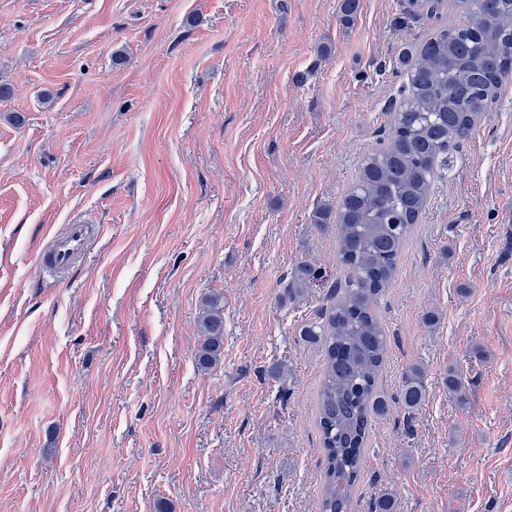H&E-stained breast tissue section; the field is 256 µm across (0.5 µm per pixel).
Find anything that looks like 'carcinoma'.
<instances>
[{
	"mask_svg": "<svg viewBox=\"0 0 512 512\" xmlns=\"http://www.w3.org/2000/svg\"><path fill=\"white\" fill-rule=\"evenodd\" d=\"M455 20L422 41L408 57V86L390 133L362 161L336 210L342 273L319 321L302 336L323 351L317 425L324 456L318 512H355V489L366 462L372 419L389 404L376 389L388 355L377 308L394 278L412 228L425 211L438 178L437 163L451 145L475 131L503 84L512 79V0H455ZM307 264L287 285V296L310 282ZM197 327L196 365L206 371L224 357V294L207 295ZM424 374L414 366L401 404L409 411L424 399ZM448 392L467 403L458 371L448 369ZM371 512H396L383 491Z\"/></svg>",
	"mask_w": 512,
	"mask_h": 512,
	"instance_id": "1",
	"label": "carcinoma"
}]
</instances>
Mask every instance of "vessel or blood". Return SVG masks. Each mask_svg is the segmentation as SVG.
Masks as SVG:
<instances>
[{
    "label": "vessel or blood",
    "mask_w": 512,
    "mask_h": 512,
    "mask_svg": "<svg viewBox=\"0 0 512 512\" xmlns=\"http://www.w3.org/2000/svg\"><path fill=\"white\" fill-rule=\"evenodd\" d=\"M102 233L98 224L65 225L51 235L40 254V263L46 273L55 278L67 277L82 259L91 242Z\"/></svg>",
    "instance_id": "vessel-or-blood-1"
}]
</instances>
